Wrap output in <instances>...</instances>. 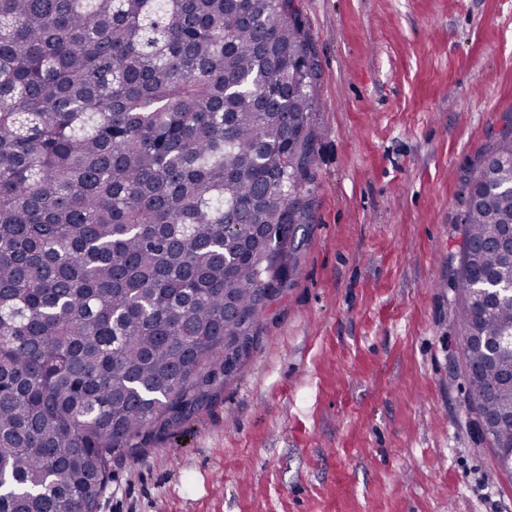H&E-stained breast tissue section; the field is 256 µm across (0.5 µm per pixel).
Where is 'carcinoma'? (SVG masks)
I'll use <instances>...</instances> for the list:
<instances>
[{"label": "carcinoma", "mask_w": 512, "mask_h": 512, "mask_svg": "<svg viewBox=\"0 0 512 512\" xmlns=\"http://www.w3.org/2000/svg\"><path fill=\"white\" fill-rule=\"evenodd\" d=\"M293 0H0V512H95L112 455L233 377L307 220ZM512 133L469 185L512 183ZM453 287L479 431L512 450V325L475 300L512 197L464 200Z\"/></svg>", "instance_id": "cac0c4a2"}]
</instances>
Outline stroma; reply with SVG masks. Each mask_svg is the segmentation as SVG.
Returning <instances> with one entry per match:
<instances>
[{
  "label": "stroma",
  "mask_w": 512,
  "mask_h": 512,
  "mask_svg": "<svg viewBox=\"0 0 512 512\" xmlns=\"http://www.w3.org/2000/svg\"><path fill=\"white\" fill-rule=\"evenodd\" d=\"M319 131L295 271L188 419L96 512H512L450 283L464 177L512 122V0H293Z\"/></svg>",
  "instance_id": "35a3bbf8"
}]
</instances>
